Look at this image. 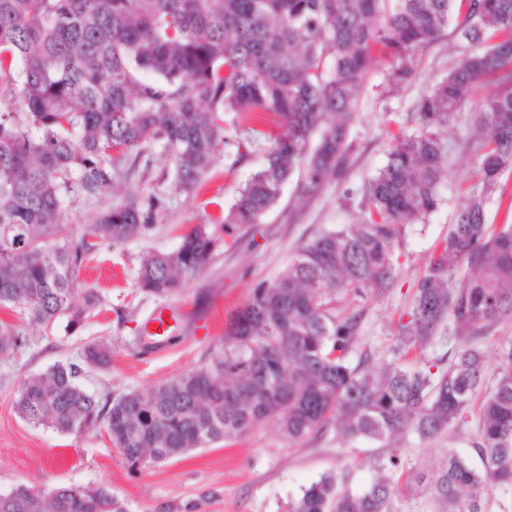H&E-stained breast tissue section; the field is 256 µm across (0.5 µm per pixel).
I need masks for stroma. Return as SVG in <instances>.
<instances>
[{
  "label": "stroma",
  "mask_w": 512,
  "mask_h": 512,
  "mask_svg": "<svg viewBox=\"0 0 512 512\" xmlns=\"http://www.w3.org/2000/svg\"><path fill=\"white\" fill-rule=\"evenodd\" d=\"M457 60L453 38L445 36L413 54L412 80L392 92L386 83L391 62L377 56L354 107L349 129L353 149L343 175L303 199L297 198L295 183H288L279 204L252 226L225 227L224 211L262 166L264 145L251 142L246 126L225 114L224 142L201 186L189 195L169 196L165 217L149 237L117 247L105 244L91 255L80 278L100 292L102 304L80 328L67 331L62 317L45 330L19 323L15 313L0 309V320L19 324L24 336L21 346L0 355V494L20 484L103 487L123 512H286L289 500L322 475H345L349 487L358 491L372 483L378 464L393 456L399 461L391 474L396 485L393 512H437L432 490L424 484L410 487L406 474L436 475L452 453L477 461L475 419L432 440L407 429L381 443L342 439L331 427L291 443L261 424L241 438L134 468L104 430L63 434L36 426L17 412L14 400L23 377L79 361L92 341L112 347L109 366L87 369L81 380L87 392L101 398L148 390L208 360L220 349L230 316L247 303L257 284L277 279L319 230L361 223L369 182L396 137L418 131V101ZM472 110L465 105L442 135L447 171L437 208L423 222L407 226L395 252L393 283L362 302L356 353L366 356L367 370L379 371L392 360L399 318L410 308L415 285L447 235L459 203L479 179ZM244 141L249 149H241ZM185 224L208 225L218 238L211 263L173 295L141 291L136 282L142 254L176 249ZM160 310L176 314L177 323L166 336L142 342L146 322Z\"/></svg>",
  "instance_id": "1"
}]
</instances>
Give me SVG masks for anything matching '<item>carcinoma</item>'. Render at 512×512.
<instances>
[{
  "mask_svg": "<svg viewBox=\"0 0 512 512\" xmlns=\"http://www.w3.org/2000/svg\"><path fill=\"white\" fill-rule=\"evenodd\" d=\"M0 0V307L47 327L81 326L101 305L80 269L102 244L152 232L166 209L157 193L129 194L82 233L61 223L66 204L98 200L152 174L155 156L176 193L191 194L224 142V113L255 119L275 112L282 131L265 135L253 173L224 223L257 224L297 177L299 197L345 171L349 126L371 65V48L399 60L389 84L413 78L409 53L455 23L460 59L417 104L420 130L400 139L372 181L361 224L327 229L306 243L281 276L260 283L199 367L150 390L103 400L79 380L105 368V342L83 364H56L18 386L14 406L28 422L59 432L104 428L133 467L236 438L270 421L297 442L336 426L350 439L386 440L406 428L431 440L468 417L483 383L477 342L512 320V224H486L492 193L512 170V0ZM154 74L144 81L140 72ZM498 90L470 114L482 179L457 208L413 301L398 322L394 353L430 344L443 324L448 362L409 369L398 360L375 375L351 363L364 309H336L339 294L382 293L395 276L405 228L438 206L444 172L441 133L479 83ZM316 143H311L313 134ZM205 224L183 229L171 252L146 254L137 284L170 295L212 260ZM0 323V352L17 346ZM481 469L460 456L431 482L442 512H485L487 494L512 492V343L476 420ZM392 480L366 489L323 476L288 512H391ZM0 512H120L105 488L19 485L0 494Z\"/></svg>",
  "mask_w": 512,
  "mask_h": 512,
  "instance_id": "1",
  "label": "carcinoma"
}]
</instances>
